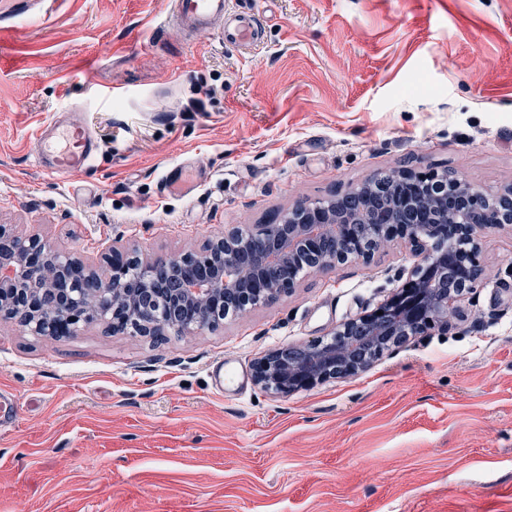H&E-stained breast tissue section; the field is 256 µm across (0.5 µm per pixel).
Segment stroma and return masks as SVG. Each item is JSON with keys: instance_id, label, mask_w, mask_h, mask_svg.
<instances>
[{"instance_id": "stroma-1", "label": "stroma", "mask_w": 512, "mask_h": 512, "mask_svg": "<svg viewBox=\"0 0 512 512\" xmlns=\"http://www.w3.org/2000/svg\"><path fill=\"white\" fill-rule=\"evenodd\" d=\"M171 0H0V225L90 265L199 251L390 170L512 186V0H232L251 52ZM88 129L83 172L36 166ZM198 181L169 194V179ZM455 328L288 395L264 353L326 339L410 276L402 240L198 334L33 336L0 319V512H512V224ZM234 375L216 395L218 368Z\"/></svg>"}]
</instances>
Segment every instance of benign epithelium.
<instances>
[{"instance_id":"benign-epithelium-1","label":"benign epithelium","mask_w":512,"mask_h":512,"mask_svg":"<svg viewBox=\"0 0 512 512\" xmlns=\"http://www.w3.org/2000/svg\"><path fill=\"white\" fill-rule=\"evenodd\" d=\"M450 176L402 171L393 192L404 208L396 222L382 211L374 214L383 240L399 237L416 247L420 257L405 285L378 309L336 329L332 338L286 347L253 364L256 385L277 394L309 389L328 379L364 370L369 359L357 355L362 335L386 346L400 345L411 335L435 325H448L463 292L475 287L469 267L450 292L424 287L423 281L456 249V238L480 249L487 230L512 224V210L486 208L493 195L465 182L448 192ZM432 180L443 190L432 199L415 195L420 181ZM338 199L303 205L286 212L276 224H261L253 240L226 232L206 250L157 256L144 261L123 258L112 246L105 272L85 266L39 237L5 236L0 229V315L35 336L69 338L86 327L105 324L114 332L163 336L213 328L229 315H240L296 288L293 263L304 251L317 255L311 271L348 260H368L354 243V223L366 213L336 210ZM424 220L444 227L442 251L418 249ZM138 262L137 279L125 286L127 263Z\"/></svg>"}]
</instances>
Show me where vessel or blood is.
I'll return each mask as SVG.
<instances>
[{
  "label": "vessel or blood",
  "instance_id": "vessel-or-blood-1",
  "mask_svg": "<svg viewBox=\"0 0 512 512\" xmlns=\"http://www.w3.org/2000/svg\"><path fill=\"white\" fill-rule=\"evenodd\" d=\"M229 0H174L173 10L180 28L189 34L206 31L217 21H224L226 44L248 48L261 38L254 18L249 15L229 14ZM97 147L90 136H83L80 151H62L40 154L39 166L43 173L56 176L75 172L90 166Z\"/></svg>",
  "mask_w": 512,
  "mask_h": 512
}]
</instances>
